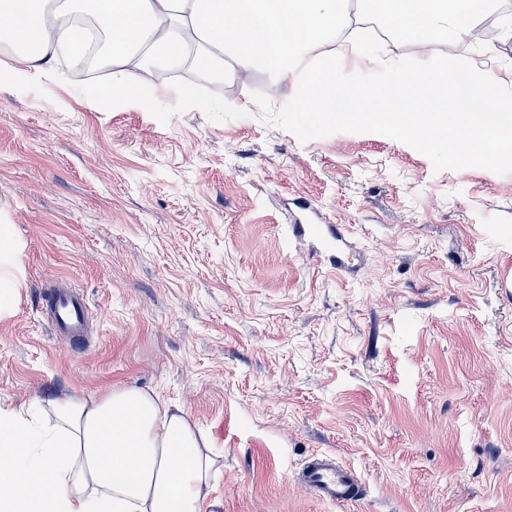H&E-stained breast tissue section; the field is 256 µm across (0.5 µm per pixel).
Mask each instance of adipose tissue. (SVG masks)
<instances>
[{
    "label": "adipose tissue",
    "mask_w": 512,
    "mask_h": 512,
    "mask_svg": "<svg viewBox=\"0 0 512 512\" xmlns=\"http://www.w3.org/2000/svg\"><path fill=\"white\" fill-rule=\"evenodd\" d=\"M364 7L416 47L414 72L343 41L333 57L317 60L318 44L343 25L342 0H69L70 11H94L107 62H137L152 71L157 91L171 89L166 64L180 56V32L188 29L210 73L222 74L224 51L234 49L248 65L268 69L273 85L297 83L301 101L321 111L392 125L426 117L432 145L447 146L449 155L469 154L481 139L512 140V107L500 100L497 74L475 82L433 53L435 41L473 38L476 0H364ZM0 15L9 20L0 41L14 49L7 74L46 73L76 43L46 0H0ZM351 54L377 66L380 89L353 95L342 88L336 64ZM437 76L451 78V97L419 114L396 111V102ZM21 255L10 225L1 224L0 317L13 313L20 296ZM51 407L49 422L0 409V512L27 504L37 512H202L219 456L184 408L136 388Z\"/></svg>",
    "instance_id": "obj_1"
}]
</instances>
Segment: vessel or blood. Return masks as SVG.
<instances>
[{
	"label": "vessel or blood",
	"mask_w": 512,
	"mask_h": 512,
	"mask_svg": "<svg viewBox=\"0 0 512 512\" xmlns=\"http://www.w3.org/2000/svg\"><path fill=\"white\" fill-rule=\"evenodd\" d=\"M292 233L309 240L317 252L327 255L333 268H345L353 258L342 228L333 225L313 205H302L293 219ZM40 313L51 335L67 341L74 349H84L91 334V317L88 298L81 289L63 278L45 279L41 285ZM294 479L316 498L331 504H347L362 494L361 479L355 469L329 452L307 458L297 468Z\"/></svg>",
	"instance_id": "1"
}]
</instances>
